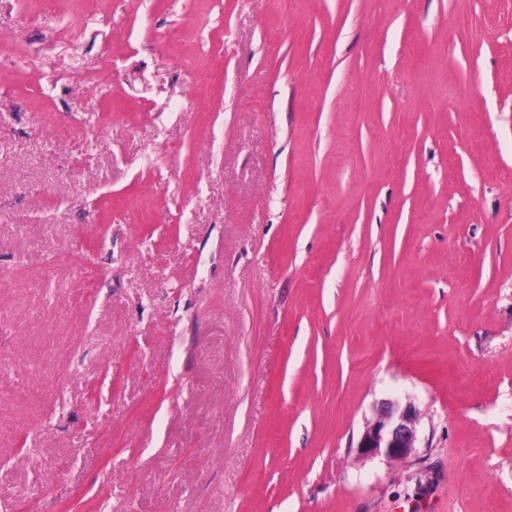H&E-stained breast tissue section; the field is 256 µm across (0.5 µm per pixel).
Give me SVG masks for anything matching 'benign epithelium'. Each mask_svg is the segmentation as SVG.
Returning <instances> with one entry per match:
<instances>
[{
    "label": "benign epithelium",
    "mask_w": 512,
    "mask_h": 512,
    "mask_svg": "<svg viewBox=\"0 0 512 512\" xmlns=\"http://www.w3.org/2000/svg\"><path fill=\"white\" fill-rule=\"evenodd\" d=\"M417 421L418 412L413 404L401 408L393 401H382L376 408V417L357 442L358 455L392 462L409 459L416 450Z\"/></svg>",
    "instance_id": "1"
}]
</instances>
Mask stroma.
I'll return each instance as SVG.
<instances>
[{"label": "stroma", "mask_w": 512, "mask_h": 512, "mask_svg": "<svg viewBox=\"0 0 512 512\" xmlns=\"http://www.w3.org/2000/svg\"><path fill=\"white\" fill-rule=\"evenodd\" d=\"M0 512H512V0H0ZM418 412L412 403L402 409L390 400L376 408V417L367 424L356 450L366 458L383 457L387 461H406L417 448Z\"/></svg>", "instance_id": "1"}]
</instances>
